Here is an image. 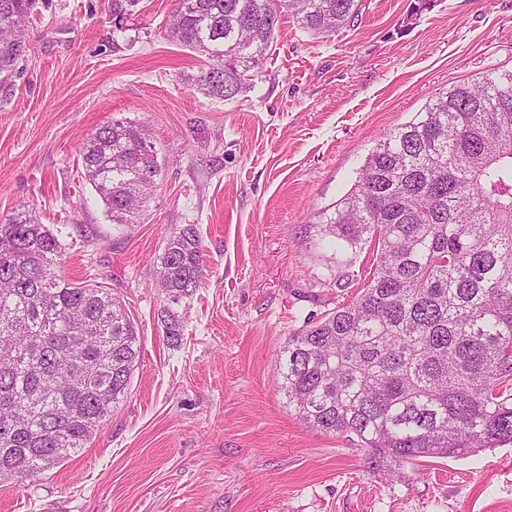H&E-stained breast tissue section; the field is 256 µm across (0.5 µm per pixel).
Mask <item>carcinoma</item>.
Listing matches in <instances>:
<instances>
[{
    "instance_id": "cac0c4a2",
    "label": "carcinoma",
    "mask_w": 512,
    "mask_h": 512,
    "mask_svg": "<svg viewBox=\"0 0 512 512\" xmlns=\"http://www.w3.org/2000/svg\"><path fill=\"white\" fill-rule=\"evenodd\" d=\"M35 0H0V73L25 49ZM357 0H176L168 37L207 56L199 90L234 98L282 13L326 33ZM116 224H130L160 167L146 131L112 121L79 150ZM314 244L371 249L366 286L291 334L275 369L308 427L345 432L371 463L407 465L512 442V72L429 101L368 153ZM64 245L35 215L0 217V482L33 479L79 453L127 395L141 339L121 297L59 274ZM167 342L203 277L196 225L168 230L159 257Z\"/></svg>"
}]
</instances>
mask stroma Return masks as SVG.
Returning a JSON list of instances; mask_svg holds the SVG:
<instances>
[{"label": "stroma", "instance_id": "stroma-1", "mask_svg": "<svg viewBox=\"0 0 512 512\" xmlns=\"http://www.w3.org/2000/svg\"><path fill=\"white\" fill-rule=\"evenodd\" d=\"M315 34L282 15L246 92L197 90L204 55L173 43L175 0H36L0 83V216L59 232L61 274L125 301L142 341L126 398L79 456L0 485V512H512V443L395 477L345 433L308 428L278 388L288 336L369 279L326 280L306 225L381 136L461 83L512 71V0H361ZM145 127L161 173L116 224L78 147L111 121ZM196 225L204 274L167 343L156 286L166 228Z\"/></svg>", "mask_w": 512, "mask_h": 512}]
</instances>
